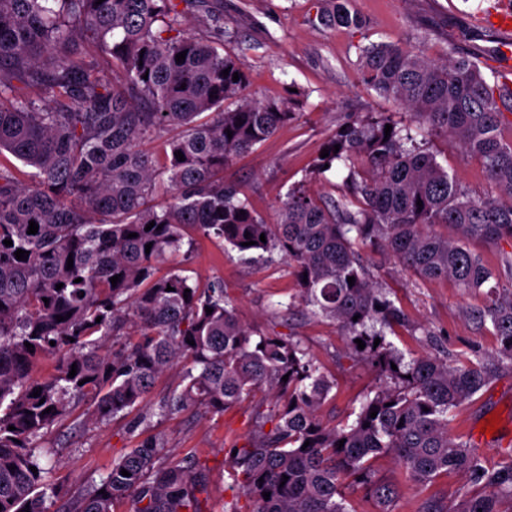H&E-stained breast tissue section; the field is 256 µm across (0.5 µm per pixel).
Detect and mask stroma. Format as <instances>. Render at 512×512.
<instances>
[{
  "mask_svg": "<svg viewBox=\"0 0 512 512\" xmlns=\"http://www.w3.org/2000/svg\"><path fill=\"white\" fill-rule=\"evenodd\" d=\"M212 2L224 14L225 53L246 65L248 94L262 101L287 103L293 112L274 135L224 170L225 181L235 183L251 208L268 220L274 219L289 190L301 183L323 200L339 199L343 173L334 168L323 173L316 169L325 142L349 120L395 111V104L359 81L357 45L397 41L438 57L452 42L492 69L507 60L498 36L477 22L499 0H353V7L367 22L363 32L355 34L322 25L318 0ZM429 142L439 163L460 183L475 189L485 186V172L476 158L437 137H430ZM358 251L370 278L410 321L409 326L395 327L387 336L405 358L437 348L454 360L476 351L493 358L497 339L471 314L472 309L486 305L485 295L464 292L451 279L413 277L390 257L382 242L360 245ZM160 270L181 271L203 288L223 283L239 316L254 330L300 340L336 380L334 396L323 408L330 423L352 422L362 401L379 386L377 373L352 357L338 324L313 315L302 304L296 276L287 264L245 259L197 235L161 264ZM180 376V368L175 367L156 379L144 404L151 416L143 423L132 413L92 426L86 422L88 405L72 401L67 416L42 439L46 449L42 461L55 469L64 492L71 494L99 482L125 448L160 433L167 440L170 457L200 455L210 471L206 508L222 512L228 482L224 451L246 442L252 429L253 402L244 400L221 415L201 410L157 415L160 400L179 384ZM493 412L501 419L498 430L477 445L491 467L498 465L503 452L512 450V370L495 374L459 408L448 431L467 435ZM373 470L377 478L398 485L394 512H423L430 500L453 512L466 483L465 477L448 473L424 485L414 484L388 454L374 460Z\"/></svg>",
  "mask_w": 512,
  "mask_h": 512,
  "instance_id": "stroma-1",
  "label": "stroma"
}]
</instances>
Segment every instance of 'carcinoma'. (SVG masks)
<instances>
[{
    "label": "carcinoma",
    "mask_w": 512,
    "mask_h": 512,
    "mask_svg": "<svg viewBox=\"0 0 512 512\" xmlns=\"http://www.w3.org/2000/svg\"><path fill=\"white\" fill-rule=\"evenodd\" d=\"M324 2V24L354 33L366 27L351 0ZM188 15L207 38L183 32ZM90 46L112 56L120 83L90 78ZM222 46L224 15L205 0H0V512H51L61 484L39 450L70 401L88 402L93 423L129 414L155 378L179 363V387L160 401L161 415L200 408L222 415L263 395L246 444L225 449L233 496L222 512H241L242 495L252 512H349L346 480L363 485L380 512H393L399 487L370 469L385 453L415 484L455 472L489 490L464 492L456 512H499V498L512 495V458L487 468L470 440L448 433V416L486 386L491 369L479 357L461 366L437 354L404 361L385 334L405 325L404 313L369 278L356 246L382 239L420 279L487 289L490 301L475 318L497 338L496 365L512 368V290L499 291L502 276L512 278V253L490 265L473 248L512 242V136L504 135L512 132V86L452 42L442 59L401 42L358 47L361 82L407 119L380 114L346 123L317 164L321 172L327 165L346 171L344 193L328 202L299 185L269 223L224 181V168L291 112L250 97L243 62ZM183 51L185 60L176 61ZM19 82L40 85L42 103ZM228 100L234 109L224 108ZM423 127L478 158L486 189L450 177L436 153L417 143ZM170 130L177 134L161 152L139 149L141 140ZM7 154L30 169L29 181ZM160 194L168 202L153 204ZM31 221L35 234L27 233ZM188 227L267 262L278 253L294 268L305 304L336 321L353 357L385 380L352 424L322 418L336 383L300 342L256 333L220 283L199 288L174 271L157 275ZM19 249L27 259H16ZM109 336L126 337L124 347L105 350ZM48 356L55 373L34 376ZM164 448L160 434L139 440L71 500L69 512H113L127 498L132 512H206L209 469L197 455L164 461Z\"/></svg>",
    "instance_id": "cac0c4a2"
}]
</instances>
